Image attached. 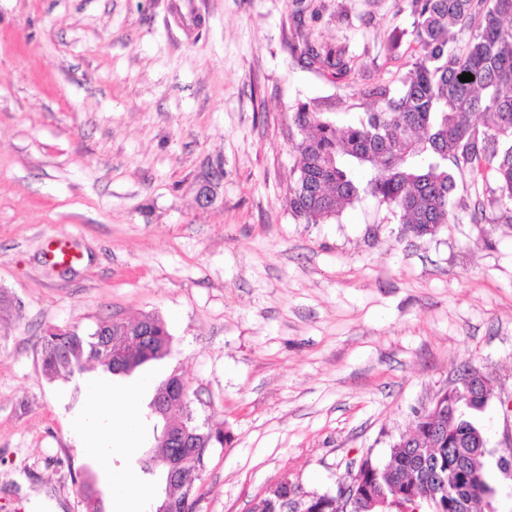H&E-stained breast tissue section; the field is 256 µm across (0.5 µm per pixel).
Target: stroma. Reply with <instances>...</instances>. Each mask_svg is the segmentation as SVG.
Instances as JSON below:
<instances>
[{"mask_svg":"<svg viewBox=\"0 0 512 512\" xmlns=\"http://www.w3.org/2000/svg\"><path fill=\"white\" fill-rule=\"evenodd\" d=\"M412 22L402 0H0V512H84L81 477L106 503L116 474L157 496L151 392L107 471L72 433L81 376L42 369L47 327L105 318L159 316L171 353L91 375L179 374L196 423L232 435L196 512H249L283 478L336 492L470 367L491 450L512 444V224L416 238L371 197L324 224L289 205L296 104L354 122L361 89L406 71ZM302 35L346 47L349 72L301 60Z\"/></svg>","mask_w":512,"mask_h":512,"instance_id":"obj_1","label":"stroma"}]
</instances>
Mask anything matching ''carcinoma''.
I'll use <instances>...</instances> for the list:
<instances>
[{"label": "carcinoma", "mask_w": 512, "mask_h": 512, "mask_svg": "<svg viewBox=\"0 0 512 512\" xmlns=\"http://www.w3.org/2000/svg\"><path fill=\"white\" fill-rule=\"evenodd\" d=\"M413 17L416 44L411 68L394 83L364 89L369 110L338 127L329 110L336 102L311 99L294 108L291 134L297 177L288 187L293 215L306 224H324L366 196L386 205L391 220L414 237L436 235L460 221L452 202L455 173L476 179L492 172L495 197L476 200L474 224L512 223V0H404ZM469 32L465 43L461 35ZM301 55L332 73L349 70L346 50L303 39ZM470 73L474 80L462 82ZM121 353L132 373L171 351V335L159 317L146 314L120 322L101 320L90 330L49 328L40 337L46 375L82 371L96 364L112 371V353ZM458 386L450 417L448 401L416 419L413 441L394 443L388 457L372 460L357 479L353 512H365L375 496L410 512H456L461 475L488 478L487 440L475 418V400ZM197 456L186 464V479L164 487L157 506L195 512L196 483L210 449L231 442L230 433L200 426ZM467 512H483L489 486L464 482Z\"/></svg>", "instance_id": "obj_1"}]
</instances>
